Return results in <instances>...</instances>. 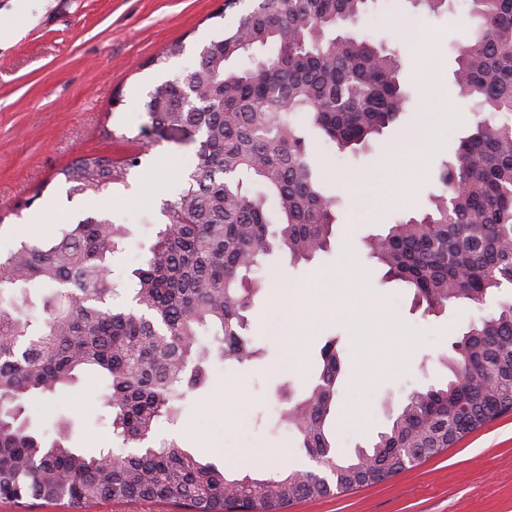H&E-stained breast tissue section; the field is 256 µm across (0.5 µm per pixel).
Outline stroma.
<instances>
[{"mask_svg": "<svg viewBox=\"0 0 512 512\" xmlns=\"http://www.w3.org/2000/svg\"><path fill=\"white\" fill-rule=\"evenodd\" d=\"M223 6L224 0H38L34 5L0 0V18L25 24L19 40L0 44L1 254L20 240L56 235L57 224H33V217L44 211L67 223L103 213L126 227L112 272L114 281L128 284L163 220L162 201L173 197L193 169L200 139L195 132L152 127L143 103L156 86L197 68L201 46L223 34L224 22L217 17ZM469 9L468 0H451L447 12L433 15L413 8L410 0H378L358 34L390 47L397 46L409 27L439 37L428 66L410 54L400 75L418 109L415 124L430 141L417 180L404 192L394 186L397 129L387 130L372 150L356 155L338 152L313 137L324 160V191L341 200L332 250L298 265L281 252L263 265V276L288 281L298 299L286 307L268 294L258 298L253 329L259 335L273 325L297 329L299 367L290 374L296 386L314 380L327 337L342 339L334 448L339 458L384 430L389 415L412 390L446 381L449 371L439 363V355L449 352L482 309L495 306L491 300L481 308L463 302L438 317L424 314L411 289L383 280L382 269L367 259L363 247L367 235L429 208L430 197L439 191L440 161L471 129L474 104L453 80L457 49L476 25ZM175 41L182 42L183 53L156 64V57ZM429 67L451 104L449 112L425 96L423 74ZM86 154L117 162L136 156L141 164L105 196L68 197L56 172ZM359 171L391 187L365 223L355 217L353 192L345 180ZM322 273L340 274L346 287L354 289L348 316L328 319L311 305L307 294ZM379 310L412 336L411 359L397 370L380 371L363 387L356 383L355 372L370 357L372 339L366 325ZM268 349L261 364L227 367L211 361L207 385L188 394L179 421L158 428L155 441L174 437L201 458L219 465L235 459L243 470L272 472L283 456L294 467L317 470V462L296 447L293 435L275 426L281 407L275 367L283 349L274 342ZM24 406L35 433L64 426L70 447L112 444L110 410L94 376H82L50 395L32 394ZM284 512H512V413L383 482L302 500Z\"/></svg>", "mask_w": 512, "mask_h": 512, "instance_id": "stroma-1", "label": "stroma"}]
</instances>
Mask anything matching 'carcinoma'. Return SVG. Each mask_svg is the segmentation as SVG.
<instances>
[{"mask_svg":"<svg viewBox=\"0 0 512 512\" xmlns=\"http://www.w3.org/2000/svg\"><path fill=\"white\" fill-rule=\"evenodd\" d=\"M372 0H253L224 35L205 44L198 68L163 82L145 110L152 124L200 134L194 170L164 201L155 240L116 306L112 257L126 230L102 214L66 224L51 240L22 241L0 256V500H42L81 509L103 500L149 498L182 512H281L306 499L389 479L453 447L512 411V300L473 319L438 361L452 377L409 393L387 430L338 460L331 454L339 340L320 351L316 379L288 399L279 425L309 457L322 458L335 486L312 471L270 476L227 472L177 440L132 452L207 381L217 353L229 365L263 358L248 313L280 280L250 277L285 250L309 261L331 247L337 199L320 186L323 163L308 129L340 152L384 130H406L411 96L401 87L402 50L336 30L355 27ZM479 20L458 48L454 80L475 98L472 131L439 169L440 193L422 216L398 220L365 241L388 279L413 289L425 311L468 301L482 306L512 288V0H470ZM273 45V54L233 63ZM94 155L57 173L67 197L104 192L139 166ZM248 175L263 186L251 194ZM274 199L279 222L266 208ZM48 289L41 313L29 287ZM209 336L203 343L199 336ZM94 374L112 409L116 448L75 450L66 427L36 437L21 419L32 393L51 394Z\"/></svg>","mask_w":512,"mask_h":512,"instance_id":"carcinoma-1","label":"carcinoma"}]
</instances>
